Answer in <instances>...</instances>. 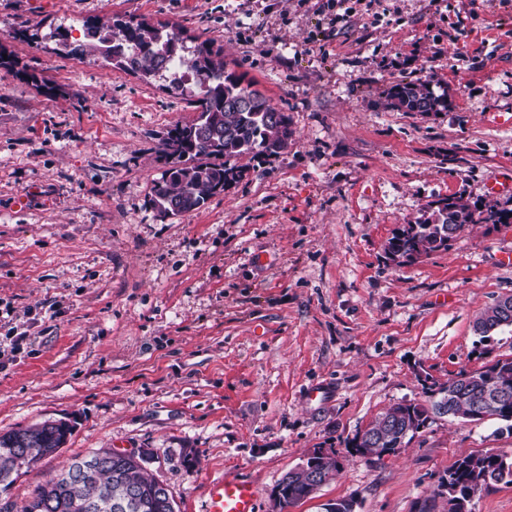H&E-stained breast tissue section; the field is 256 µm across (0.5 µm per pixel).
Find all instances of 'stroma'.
Returning a JSON list of instances; mask_svg holds the SVG:
<instances>
[{"label": "stroma", "mask_w": 512, "mask_h": 512, "mask_svg": "<svg viewBox=\"0 0 512 512\" xmlns=\"http://www.w3.org/2000/svg\"><path fill=\"white\" fill-rule=\"evenodd\" d=\"M0 0V339L30 342L0 368V432L74 426L0 493L12 512L98 448L153 453L177 512L210 484L251 481L258 512L314 449L342 469L285 512H418L467 455L512 454L504 422L439 419L395 455L347 443L423 378L512 357V330L473 322L512 295L511 224L464 228L448 250L398 265L384 242L463 196L512 211V0ZM208 39L289 118L293 141L201 210L161 218L150 190L163 138L194 119L160 79L68 54L99 18ZM441 112L386 107L401 81ZM320 386L323 397L307 390Z\"/></svg>", "instance_id": "obj_1"}]
</instances>
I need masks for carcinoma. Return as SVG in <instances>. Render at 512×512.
<instances>
[{
  "label": "carcinoma",
  "instance_id": "cac0c4a2",
  "mask_svg": "<svg viewBox=\"0 0 512 512\" xmlns=\"http://www.w3.org/2000/svg\"><path fill=\"white\" fill-rule=\"evenodd\" d=\"M84 37L83 43L70 48L71 55L97 56L123 71L158 77L173 90L189 92L188 104L197 116L168 131L163 145L172 166L151 189L152 204L161 217L200 210L245 175L248 164L244 160L277 156L288 148L292 137L288 115L228 69L223 48L214 42L189 46L173 29L119 17L84 23ZM174 64L194 74L195 86L187 87L182 80L162 74ZM386 108L439 112L448 108V99L435 95L426 83L400 82L390 88ZM479 221L509 224L512 217H484L463 197L451 196L436 202L428 217L398 230L387 241L385 252L398 264L411 263L421 255L448 250L465 226ZM503 327H512V305L499 301L475 323L482 342ZM442 387L452 394L449 418L480 422L495 415L512 433V357L480 370H462ZM424 390V402L396 404L370 422V443L353 439L348 443L349 453L396 454L433 424L437 400L432 387L426 385ZM408 425L413 432L406 434ZM71 432L68 422L46 421L0 433V491L9 488L23 466L58 452ZM152 459L151 453L142 451L115 460L111 450L99 448L41 486L23 512H174L169 490L148 472ZM316 468L311 470L308 458L301 467L285 473L275 485L280 503L288 506L307 498L315 473L320 483L330 480L341 469L337 452L319 459ZM500 483L512 484V455L502 451L467 455L455 462L448 477L439 480L433 497L446 499L448 512H460L475 494ZM118 503L126 507L119 511Z\"/></svg>",
  "mask_w": 512,
  "mask_h": 512
}]
</instances>
